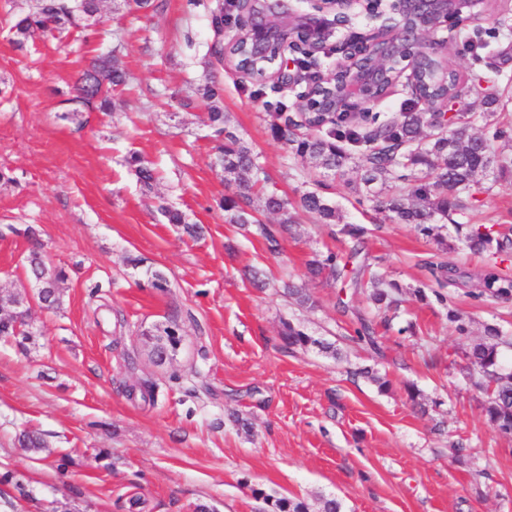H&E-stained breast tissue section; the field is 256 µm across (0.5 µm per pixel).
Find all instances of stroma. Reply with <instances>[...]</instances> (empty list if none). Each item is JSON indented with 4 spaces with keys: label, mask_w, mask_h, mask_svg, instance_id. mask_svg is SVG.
<instances>
[{
    "label": "stroma",
    "mask_w": 512,
    "mask_h": 512,
    "mask_svg": "<svg viewBox=\"0 0 512 512\" xmlns=\"http://www.w3.org/2000/svg\"><path fill=\"white\" fill-rule=\"evenodd\" d=\"M32 2L0 0V288L21 290L37 245L66 280L59 309L33 308L26 347L0 339V474L13 475L0 485V512H262L257 489L312 504L335 497L345 512H512V440L489 425L467 357L485 325L512 340V300L477 301L463 285L448 287L444 303L413 295L430 288L434 255L474 280L488 256L455 232L440 248L364 200L356 170L323 177L271 137L270 113L301 122L298 92L231 67L235 0H104L88 27L20 48L12 27ZM379 25L357 14L300 61L327 73L346 39ZM434 47L460 87L496 96L512 125V0H488L483 17L439 32ZM101 53L126 75L110 114L60 120L78 72ZM211 81L268 189L297 215L280 253L229 223L221 206L228 190L200 95ZM134 154L156 167L153 189L129 165ZM309 191L336 204L341 223L368 228L375 271L406 291L377 348L347 339L357 316L373 311L365 293L304 279L309 260L348 247L301 210ZM165 205L202 225L201 236L167 223ZM448 221L512 225V176L480 177ZM148 266L166 276L165 290L147 284ZM251 268L266 287L245 278ZM287 281L306 283L313 308L283 296ZM452 309L469 335L456 332ZM171 319L183 342L157 366L144 333ZM285 320L334 343L337 355L288 350ZM365 367L390 388L363 376ZM146 380L159 386L155 401L130 392ZM26 430L44 433L47 448L20 447ZM62 453L73 461L63 478L51 466Z\"/></svg>",
    "instance_id": "1"
}]
</instances>
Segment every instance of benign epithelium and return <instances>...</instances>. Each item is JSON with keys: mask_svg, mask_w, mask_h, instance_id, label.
I'll return each mask as SVG.
<instances>
[{"mask_svg": "<svg viewBox=\"0 0 512 512\" xmlns=\"http://www.w3.org/2000/svg\"><path fill=\"white\" fill-rule=\"evenodd\" d=\"M245 11L246 22L232 42L240 47L241 63L237 70L259 81L280 85L298 84L299 72L283 68L285 50L314 51L331 38L336 29L351 21L355 8L381 19L398 16L395 25L383 24L336 63L334 70L316 82L299 98L311 103L310 111L332 118L353 120L367 106L385 97L405 71H410L411 89L424 111L443 115L439 128L448 127L447 105L440 107L420 93L418 62L433 57L440 63L438 75L448 77L447 60L433 48V37L458 17L479 19L485 0H316L317 13L289 14L277 10L280 0H237ZM28 306L38 302L44 308V290L37 283H27L23 291Z\"/></svg>", "mask_w": 512, "mask_h": 512, "instance_id": "benign-epithelium-1", "label": "benign epithelium"}]
</instances>
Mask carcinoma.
<instances>
[{
	"label": "carcinoma",
	"mask_w": 512,
	"mask_h": 512,
	"mask_svg": "<svg viewBox=\"0 0 512 512\" xmlns=\"http://www.w3.org/2000/svg\"><path fill=\"white\" fill-rule=\"evenodd\" d=\"M99 3L100 0H36L33 10L20 17L13 26L15 44L21 48L36 32L63 29L78 12L92 17L98 13ZM124 82V73L112 63V58L91 59L75 80V95L66 100L67 107L58 118L79 124L85 112L111 111L112 91ZM220 96L221 88L213 83L202 88V97L213 102L206 116L207 126L215 139L221 141L216 159L224 172L225 186L233 188L232 194L224 196V211L230 213L231 224L255 225L269 250L276 252L280 248V238L290 233L294 226L295 217L288 208V200L258 188L261 172L258 156L227 126L224 112L216 105ZM493 116L492 112L481 115L484 126L493 130L490 138L471 132V120L465 112L455 113L448 120V134L441 136L424 133V129L434 125V116L429 112H406L401 120L388 118L381 121L375 116L373 122L377 126L369 131H362L358 124L339 118L327 124L328 132L301 139L294 133L298 124L289 121L281 112H273L270 132L275 140L292 147L297 155L313 160L324 174L333 177L343 173L352 159V154L344 150L341 142L365 146L366 152L359 155L357 164L362 171V181L367 186L379 185L367 200L394 213L400 222L416 225L424 236L443 246L446 244L442 234L443 221L448 219V212L463 207L461 194L470 190L478 175H500L505 170L494 152V141L507 137L508 131L497 126L492 121ZM128 163L135 167L143 186L152 188L156 180L154 170L136 155L131 156ZM256 198L262 202L260 210L278 217L275 226L256 216L260 211L253 207ZM300 204L303 210L318 216L323 223H336V207L322 194L306 192L301 196ZM163 213L168 223L182 226L188 235L200 234L201 227L186 221L181 211L165 207ZM456 231L464 233V242L469 249L499 257L503 263L512 260V255L507 253L512 245L511 228L500 231L484 224H458ZM340 233L349 240L348 253L340 255L330 251L309 261L308 278L332 280L366 290L379 312L397 308L403 288L396 282L385 283L374 276L366 277L369 265L359 264L366 229L359 224H344ZM427 268L434 283L432 294L440 302H446L447 296L442 289L456 283L451 276L452 269L442 260L428 262ZM28 269L29 278L44 284L50 304L59 305V287L65 279L63 271L38 251L28 257ZM284 290L298 305L312 306L307 289L288 282ZM469 296L475 300H511L512 276L490 270L481 277L479 288L469 292ZM390 322L387 317L377 323L359 316L349 340L375 349L377 326L387 329ZM0 336L10 337L20 346L32 338L25 326L17 325L15 318L1 315ZM144 336L151 345L158 346L156 350L150 349L152 360H163V355L175 353L181 344L180 327L174 321L157 329V333L147 331ZM281 336L290 350L315 347L325 353H336L333 344L312 336L301 325L289 320L282 321ZM504 344L506 341L499 330L488 326L485 338L473 343L467 356L478 370L480 385L488 394V422L502 436L508 437L512 436V373H505L500 367V346ZM19 444L33 451L46 448L45 439L35 431L23 433ZM257 497L270 507V512H342V503L335 498H320L313 510L306 501L297 498L274 499L261 491L257 492Z\"/></svg>",
	"instance_id": "cac0c4a2"
}]
</instances>
